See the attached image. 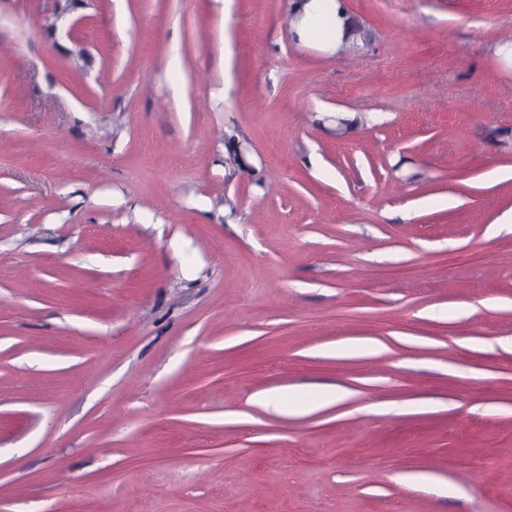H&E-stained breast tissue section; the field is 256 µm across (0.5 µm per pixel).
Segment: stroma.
Listing matches in <instances>:
<instances>
[{"label":"stroma","instance_id":"stroma-1","mask_svg":"<svg viewBox=\"0 0 512 512\" xmlns=\"http://www.w3.org/2000/svg\"><path fill=\"white\" fill-rule=\"evenodd\" d=\"M346 4L0 0V512H512V0ZM293 32L302 42L336 51L351 24L345 0H292Z\"/></svg>","mask_w":512,"mask_h":512}]
</instances>
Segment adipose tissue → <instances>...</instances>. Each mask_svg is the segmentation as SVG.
I'll list each match as a JSON object with an SVG mask.
<instances>
[{"mask_svg":"<svg viewBox=\"0 0 512 512\" xmlns=\"http://www.w3.org/2000/svg\"><path fill=\"white\" fill-rule=\"evenodd\" d=\"M293 32L300 41L336 50L350 24L345 0H292Z\"/></svg>","mask_w":512,"mask_h":512,"instance_id":"1","label":"adipose tissue"}]
</instances>
